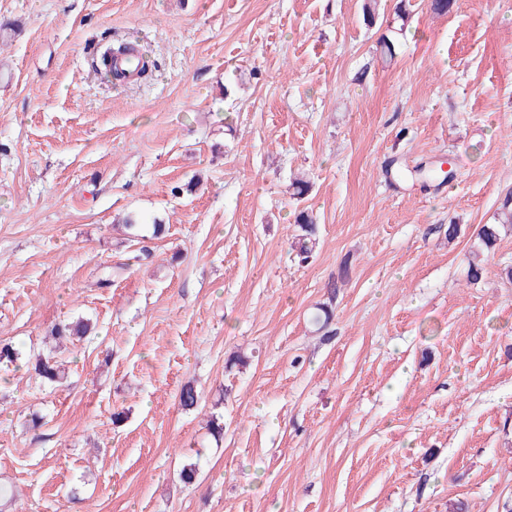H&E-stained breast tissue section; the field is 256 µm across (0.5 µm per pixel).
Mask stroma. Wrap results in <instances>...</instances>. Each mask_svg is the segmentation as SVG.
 <instances>
[{
    "label": "stroma",
    "instance_id": "stroma-1",
    "mask_svg": "<svg viewBox=\"0 0 512 512\" xmlns=\"http://www.w3.org/2000/svg\"><path fill=\"white\" fill-rule=\"evenodd\" d=\"M364 2L0 0V340L96 325L61 387L0 367V512L512 507V227L467 279L512 187V0ZM117 41L149 77L97 71ZM497 220L498 224H485L478 233V244L475 250L471 251L469 258L468 276L474 282L479 281L484 271L485 256L494 250L500 237L499 227L505 224H512V190L506 192L498 208ZM296 223L299 224L302 234L297 235L292 247L299 261L307 262L316 245V220L308 211L301 210L296 217Z\"/></svg>",
    "mask_w": 512,
    "mask_h": 512
}]
</instances>
